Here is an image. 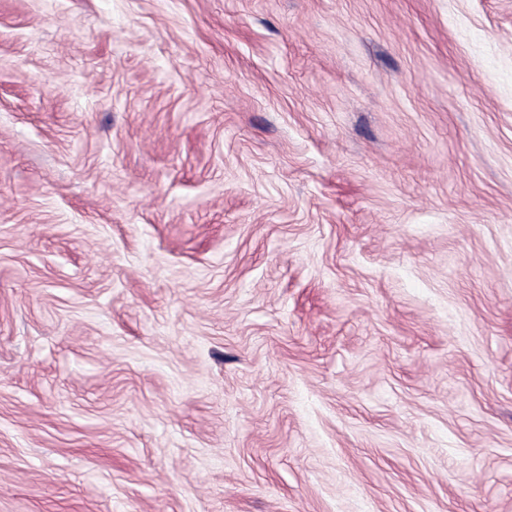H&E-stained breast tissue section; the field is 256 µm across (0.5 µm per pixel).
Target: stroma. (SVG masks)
<instances>
[{
  "mask_svg": "<svg viewBox=\"0 0 512 512\" xmlns=\"http://www.w3.org/2000/svg\"><path fill=\"white\" fill-rule=\"evenodd\" d=\"M0 512H512V0H0Z\"/></svg>",
  "mask_w": 512,
  "mask_h": 512,
  "instance_id": "stroma-1",
  "label": "stroma"
}]
</instances>
